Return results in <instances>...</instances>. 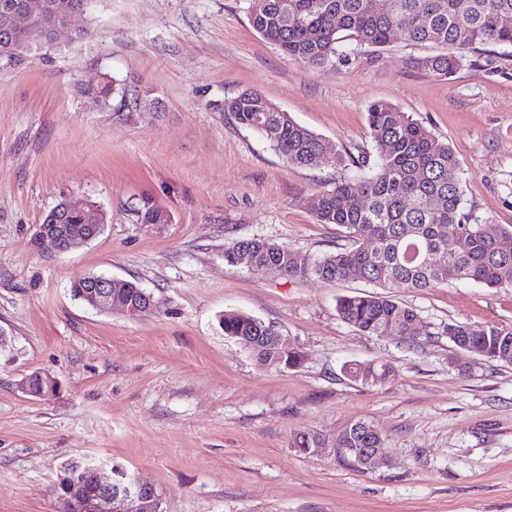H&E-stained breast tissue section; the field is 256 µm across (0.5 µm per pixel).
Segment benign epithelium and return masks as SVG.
<instances>
[{
  "instance_id": "7a95c632",
  "label": "benign epithelium",
  "mask_w": 512,
  "mask_h": 512,
  "mask_svg": "<svg viewBox=\"0 0 512 512\" xmlns=\"http://www.w3.org/2000/svg\"><path fill=\"white\" fill-rule=\"evenodd\" d=\"M88 9L82 0L74 9L64 13L48 9L44 0H32L31 7L23 14L10 16L13 26L19 25L27 31L45 35L55 40L58 33L71 27L75 17ZM102 224H85L75 230L67 224H40L32 239V246L38 247L50 241L57 250L65 252L77 244L88 243L102 231ZM121 286L130 288L132 284L98 275H87L81 280V293L88 306L100 312L118 311L131 318L143 312H155L154 297L137 290V299L115 295L112 289ZM56 388V381L41 373L26 377L22 382L25 393L46 397ZM339 454L350 453L354 463L368 468L385 457L383 448H337ZM66 488L58 496L61 512H161V498L156 488L141 481L121 465H107L92 458L77 461L76 472L66 478Z\"/></svg>"
}]
</instances>
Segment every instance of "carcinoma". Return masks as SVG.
I'll use <instances>...</instances> for the list:
<instances>
[{"label": "carcinoma", "mask_w": 512, "mask_h": 512, "mask_svg": "<svg viewBox=\"0 0 512 512\" xmlns=\"http://www.w3.org/2000/svg\"><path fill=\"white\" fill-rule=\"evenodd\" d=\"M327 15L336 18L335 25H324ZM250 23L264 40L312 68L346 66L366 50L385 46L396 32L411 44L440 49L413 64L445 78L464 66L470 52L512 47V0H390L384 13L374 11L370 0H253ZM34 46L29 33L13 28L0 13V64L21 61ZM224 111L261 136L287 163L309 168L325 164L322 137L279 111L259 91L243 90L224 100ZM367 123L376 161L369 162L367 154L357 159L340 151L331 155L334 165H351L355 171L314 194L312 206L317 223L342 228L349 245L297 263L284 246L240 239L224 246V260L237 266L238 258L247 254L252 271L274 265L291 278L360 279L372 290L340 298L339 317L363 333L393 334L404 341L422 335L421 320L388 289L423 291L448 280V269L425 263L426 252L437 249L446 252L454 278L512 288V225L479 221L465 211L455 152L410 114L377 102L367 111ZM134 212L140 224L170 222V215L155 210L147 198ZM56 220L74 228L92 223L88 208L65 211L58 218L49 214L44 223ZM220 324L227 337L280 335L261 319L237 311L225 312ZM437 334L490 361L512 362L511 326L450 321ZM274 352L290 367L301 358L292 343ZM346 372L376 385L391 370L355 363ZM341 438L346 448L383 447L377 428L368 421L352 424ZM322 446L318 433L300 432L294 438V447L302 451Z\"/></svg>", "instance_id": "obj_1"}]
</instances>
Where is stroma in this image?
Instances as JSON below:
<instances>
[{
	"instance_id": "stroma-1",
	"label": "stroma",
	"mask_w": 512,
	"mask_h": 512,
	"mask_svg": "<svg viewBox=\"0 0 512 512\" xmlns=\"http://www.w3.org/2000/svg\"><path fill=\"white\" fill-rule=\"evenodd\" d=\"M251 0H94L70 31L0 68V512H58L63 464L120 462L161 495L162 512H512V365L435 335L458 321L512 326V289L448 280L411 292L426 333L367 335L336 312L361 280L294 279L229 265L224 246L265 239L301 260L335 250L312 198L342 174L287 164L224 101L255 89L319 134L328 151L369 148L367 110L383 101L454 149L464 206L512 225V49L470 53L444 79L434 54L396 36L344 67L312 68L251 27ZM97 76L108 102L83 93ZM167 224H141V198ZM107 215L96 240L34 248L61 200ZM132 281L158 304L131 318L74 300L84 275ZM240 311L298 347L294 369L258 366L225 336ZM386 363L365 385L349 363ZM467 365L461 374L459 365ZM34 372L54 396L26 395ZM373 422L388 461L363 469L338 436ZM319 433L316 452L294 448Z\"/></svg>"
}]
</instances>
